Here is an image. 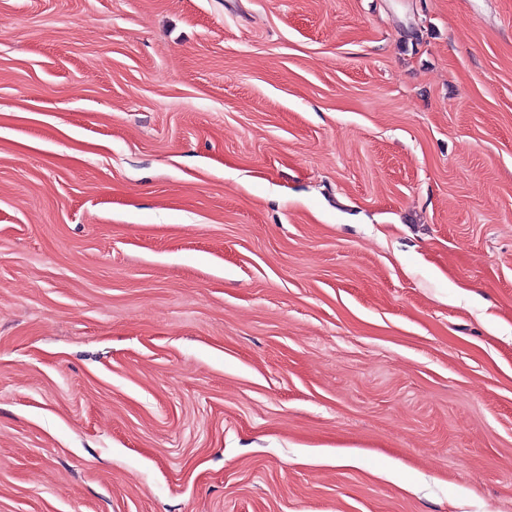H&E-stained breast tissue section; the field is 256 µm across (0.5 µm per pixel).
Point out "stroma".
<instances>
[{
	"mask_svg": "<svg viewBox=\"0 0 512 512\" xmlns=\"http://www.w3.org/2000/svg\"><path fill=\"white\" fill-rule=\"evenodd\" d=\"M0 512H512V0H0Z\"/></svg>",
	"mask_w": 512,
	"mask_h": 512,
	"instance_id": "35a3bbf8",
	"label": "stroma"
}]
</instances>
